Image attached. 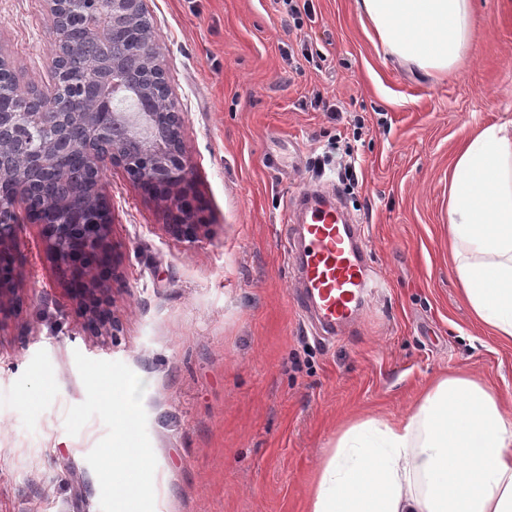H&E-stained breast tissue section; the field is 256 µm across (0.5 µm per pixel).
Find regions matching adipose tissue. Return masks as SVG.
I'll list each match as a JSON object with an SVG mask.
<instances>
[{
	"instance_id": "obj_1",
	"label": "adipose tissue",
	"mask_w": 512,
	"mask_h": 512,
	"mask_svg": "<svg viewBox=\"0 0 512 512\" xmlns=\"http://www.w3.org/2000/svg\"><path fill=\"white\" fill-rule=\"evenodd\" d=\"M387 55L420 72L452 69L471 40L475 0H356ZM452 271L474 317L512 343V122L483 126L453 163ZM147 449L116 448L115 512H138ZM309 512H512V415L464 375L438 378L393 422L359 418L315 475Z\"/></svg>"
}]
</instances>
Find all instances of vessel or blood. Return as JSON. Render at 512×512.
Listing matches in <instances>:
<instances>
[{
    "label": "vessel or blood",
    "instance_id": "vessel-or-blood-1",
    "mask_svg": "<svg viewBox=\"0 0 512 512\" xmlns=\"http://www.w3.org/2000/svg\"><path fill=\"white\" fill-rule=\"evenodd\" d=\"M298 198L308 215L296 255L302 306L336 332L357 319L367 297L382 291L386 282L374 271L358 226L338 205L306 192Z\"/></svg>",
    "mask_w": 512,
    "mask_h": 512
}]
</instances>
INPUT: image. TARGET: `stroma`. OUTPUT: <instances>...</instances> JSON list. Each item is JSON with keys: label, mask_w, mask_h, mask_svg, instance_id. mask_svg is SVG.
Returning <instances> with one entry per match:
<instances>
[{"label": "stroma", "mask_w": 512, "mask_h": 512, "mask_svg": "<svg viewBox=\"0 0 512 512\" xmlns=\"http://www.w3.org/2000/svg\"><path fill=\"white\" fill-rule=\"evenodd\" d=\"M184 116L209 236H168L122 168L106 171L120 329L90 336L34 226L19 229L20 315L0 318V512H113L119 444L95 378L148 449L140 512H308L314 475L356 416L407 415L437 377L512 408V343L474 320L451 271L448 181L462 143L512 119V13L477 0L471 47L425 75L386 55L355 0H147ZM42 0H0L21 87L51 85ZM336 105L314 109L315 95ZM357 160L358 186L336 175ZM340 195L387 286L329 339L302 316L288 259L298 189Z\"/></svg>", "instance_id": "35a3bbf8"}]
</instances>
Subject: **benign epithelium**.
Listing matches in <instances>:
<instances>
[{
    "label": "benign epithelium",
    "mask_w": 512,
    "mask_h": 512,
    "mask_svg": "<svg viewBox=\"0 0 512 512\" xmlns=\"http://www.w3.org/2000/svg\"><path fill=\"white\" fill-rule=\"evenodd\" d=\"M53 42L54 87L19 90L0 49V258L20 254L19 227H37L75 313L91 335L116 326L112 206L102 180L120 167L150 196L171 236L194 244L210 234L196 213L183 138L145 0H45ZM135 41L142 66L133 85L139 112L112 111L114 76L127 68L124 38ZM17 266L0 267V313L21 311Z\"/></svg>",
    "instance_id": "benign-epithelium-1"
}]
</instances>
